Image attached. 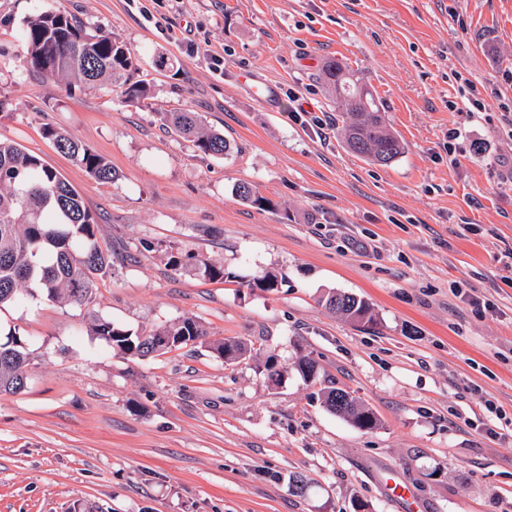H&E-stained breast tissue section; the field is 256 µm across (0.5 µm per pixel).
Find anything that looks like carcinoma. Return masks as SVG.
I'll list each match as a JSON object with an SVG mask.
<instances>
[{
  "label": "carcinoma",
  "instance_id": "cac0c4a2",
  "mask_svg": "<svg viewBox=\"0 0 512 512\" xmlns=\"http://www.w3.org/2000/svg\"><path fill=\"white\" fill-rule=\"evenodd\" d=\"M18 37L25 48V64L48 77L85 86L106 78L126 102L141 104L147 99L146 83L129 82L133 59L123 42L99 30L89 31L82 20L61 8L29 19ZM323 78L338 107L346 112L342 136L350 151L380 165L403 154L402 142L385 125L358 71L331 61L323 69ZM169 123L204 154L222 156L231 150L224 134L206 128L197 112H172ZM44 133L92 177L102 182L115 179L116 173L100 155L53 126H45ZM236 195L251 205L269 204L249 184H238ZM98 229L97 216L56 170L20 145L0 139V309L21 303L35 288L51 300L78 306L89 303L97 278L112 267L110 255L99 245ZM326 304L355 320L371 318L369 305L352 294H333ZM91 332L113 350L138 359L190 343L203 344L208 336L192 318L160 326L145 336L98 319ZM215 350L227 360L247 352L241 342H222ZM28 366L24 340L8 333L6 341H0V393L24 390ZM326 404L360 430L374 425L371 411L343 390L328 391Z\"/></svg>",
  "mask_w": 512,
  "mask_h": 512
}]
</instances>
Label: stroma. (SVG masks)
<instances>
[{"instance_id":"obj_1","label":"stroma","mask_w":512,"mask_h":512,"mask_svg":"<svg viewBox=\"0 0 512 512\" xmlns=\"http://www.w3.org/2000/svg\"><path fill=\"white\" fill-rule=\"evenodd\" d=\"M52 7L123 41L149 98L27 67L16 34ZM331 58L361 71L402 139L391 165L343 144ZM295 99L310 122L289 119ZM183 109L232 151L176 134L162 115ZM0 138L80 193L112 258L85 306L36 290L0 310L30 358L26 389L0 394V512H512V430L489 434L485 409L512 418V0H0ZM242 182L270 208L237 198ZM268 273L278 287H256ZM332 292L371 321L328 310ZM96 318L145 334L191 318L208 342L129 358L91 335ZM227 340L248 355L225 362L212 345ZM333 388L376 426L332 414ZM394 483L416 510L390 501ZM44 133L54 140L57 149L84 167L92 177L102 182H112L115 179L116 173L112 171L109 163L88 147L50 125L44 127Z\"/></svg>"}]
</instances>
